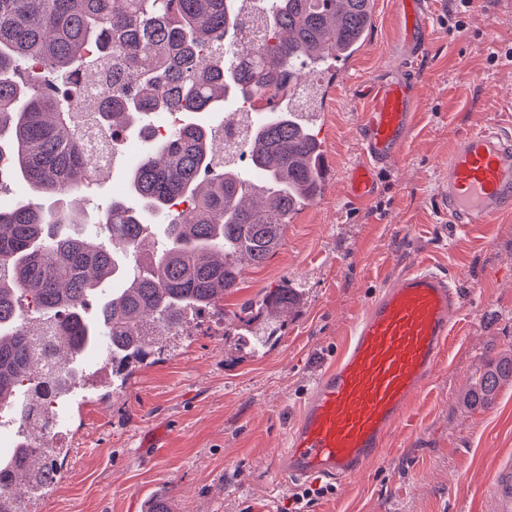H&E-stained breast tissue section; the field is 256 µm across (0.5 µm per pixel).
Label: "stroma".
<instances>
[{
	"label": "stroma",
	"mask_w": 512,
	"mask_h": 512,
	"mask_svg": "<svg viewBox=\"0 0 512 512\" xmlns=\"http://www.w3.org/2000/svg\"><path fill=\"white\" fill-rule=\"evenodd\" d=\"M427 13L418 127L376 194L358 205L346 190L360 156L357 91L395 63L391 0H375L361 49L316 78L322 194L291 216L275 255L244 267L236 291L191 315L186 332L156 333L149 356L125 374H113L105 349L83 353L62 410L72 425L48 441L61 451L59 478L32 512H141L160 496L172 512H289L298 485L278 460L307 390L382 286L421 266L460 289L459 333L384 453L362 477L332 484L312 512H495L493 473L512 461V384L487 406L461 397L475 371L512 350V212L453 224L438 197L456 139L492 124L512 128V63L499 57L512 46V0H480L460 29L448 0H428ZM134 159L120 147L108 174L81 191L88 217L131 201ZM285 283L300 301L281 314L277 341L252 350L238 314Z\"/></svg>",
	"instance_id": "35a3bbf8"
}]
</instances>
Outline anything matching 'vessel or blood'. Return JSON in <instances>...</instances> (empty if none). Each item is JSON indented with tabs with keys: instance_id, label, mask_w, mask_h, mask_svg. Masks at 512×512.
<instances>
[{
	"instance_id": "b4317fda",
	"label": "vessel or blood",
	"mask_w": 512,
	"mask_h": 512,
	"mask_svg": "<svg viewBox=\"0 0 512 512\" xmlns=\"http://www.w3.org/2000/svg\"><path fill=\"white\" fill-rule=\"evenodd\" d=\"M422 0H396L397 64L390 77L365 84L361 159L349 171L348 195L369 200L415 129L413 60L429 46ZM440 207L454 224H487L512 208V134L489 126L460 137L448 160ZM460 291L448 275L423 267L389 282L353 329L341 358L318 378L289 432L279 467L299 482L360 477L429 385L455 334ZM496 512H512V462L494 475Z\"/></svg>"
}]
</instances>
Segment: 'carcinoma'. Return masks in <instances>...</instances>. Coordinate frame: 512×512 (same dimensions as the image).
Segmentation results:
<instances>
[{"label": "carcinoma", "instance_id": "obj_1", "mask_svg": "<svg viewBox=\"0 0 512 512\" xmlns=\"http://www.w3.org/2000/svg\"><path fill=\"white\" fill-rule=\"evenodd\" d=\"M247 11L267 40L224 52ZM373 12L374 0H0V175L31 191L0 208V408L22 422L52 418L85 350L104 344L117 366L144 359L149 330L217 306L237 286L239 260L261 266L276 253L288 217L322 191L314 102L296 106L298 79L356 53ZM228 91L266 112L244 125L248 182L202 119ZM166 113L191 118L155 139L144 120ZM102 128L143 135L128 170L139 208L114 201L90 226L76 202L94 179L83 137ZM146 213L167 221V246L127 275L117 249L149 250ZM111 278L122 287L88 321L89 298ZM24 294L40 311L31 323ZM298 299L286 283L266 294L251 313L254 349L276 332L266 316ZM509 383L512 353L475 378L465 403L489 404ZM58 455L22 443L0 461V512H25L31 482L52 486Z\"/></svg>", "mask_w": 512, "mask_h": 512}]
</instances>
